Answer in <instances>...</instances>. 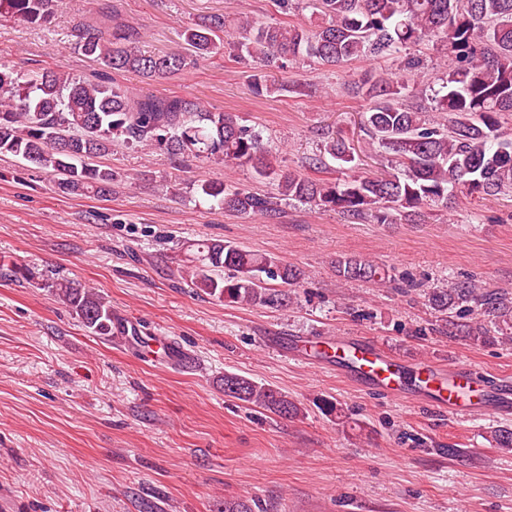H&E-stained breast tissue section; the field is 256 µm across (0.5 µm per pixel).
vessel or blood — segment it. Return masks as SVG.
<instances>
[{"mask_svg":"<svg viewBox=\"0 0 512 512\" xmlns=\"http://www.w3.org/2000/svg\"><path fill=\"white\" fill-rule=\"evenodd\" d=\"M289 358L337 374L394 401H413L457 419L512 413V380L487 382L457 361L407 364L385 347L359 336H293L280 346Z\"/></svg>","mask_w":512,"mask_h":512,"instance_id":"b4317fda","label":"vessel or blood"}]
</instances>
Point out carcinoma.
Here are the masks:
<instances>
[{"mask_svg": "<svg viewBox=\"0 0 512 512\" xmlns=\"http://www.w3.org/2000/svg\"><path fill=\"white\" fill-rule=\"evenodd\" d=\"M321 22L311 29L239 19L232 45L257 68L272 64L283 72L305 56L323 66L353 59L390 58L399 71L369 73L351 87L368 101L363 126L372 143L392 154L397 172H362L349 145L340 137L324 141L312 166L334 161L342 177L315 180L277 169L265 161L260 137L233 112H212L195 100L150 92L132 95L115 75L133 71L149 81L168 79L197 65L219 48L226 24L222 15H204L184 28L194 54H146L139 31L112 12V34L84 27L75 30L79 51L114 77L82 79L51 69L22 73L0 63V154L20 158L53 177L64 194L112 192L117 176L94 159L120 139L152 146L183 162L257 161L258 178L277 186L288 200L367 215L379 224L413 223L425 207L448 208L461 193L484 198L512 192V0H312ZM59 0H0V18L46 25ZM450 60L439 87L418 102L410 84L425 69L421 48ZM203 198L238 214L273 217L274 197L222 181L197 185ZM234 271L224 276L223 271ZM336 272L345 280L384 283L389 271L359 256H340ZM182 273L195 291L220 301L284 307L288 289L305 272L266 253L221 240H203L188 256ZM44 287L94 336L112 337L117 314L93 288L68 279ZM428 302L439 312L455 313L448 328L473 341L487 337L486 324L512 330V297L491 298L474 280H454L432 288ZM487 321H466L473 306ZM224 396L281 418H297L303 409L288 395L244 376L224 374Z\"/></svg>", "mask_w": 512, "mask_h": 512, "instance_id": "obj_1", "label": "carcinoma"}]
</instances>
